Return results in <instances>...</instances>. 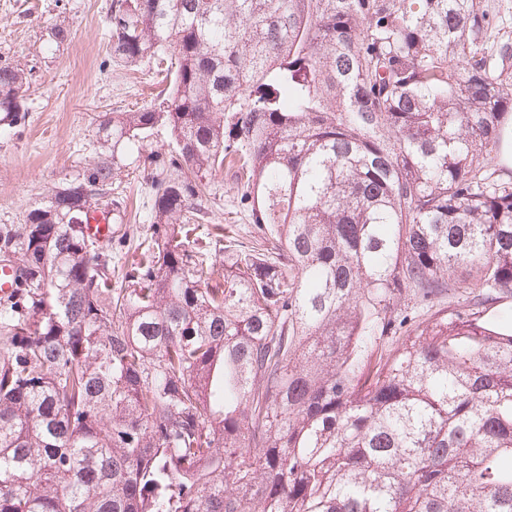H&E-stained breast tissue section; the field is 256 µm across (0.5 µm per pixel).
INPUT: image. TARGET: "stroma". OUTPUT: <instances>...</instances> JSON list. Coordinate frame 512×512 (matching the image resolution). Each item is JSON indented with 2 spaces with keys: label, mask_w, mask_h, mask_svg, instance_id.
<instances>
[{
  "label": "stroma",
  "mask_w": 512,
  "mask_h": 512,
  "mask_svg": "<svg viewBox=\"0 0 512 512\" xmlns=\"http://www.w3.org/2000/svg\"><path fill=\"white\" fill-rule=\"evenodd\" d=\"M110 3L0 0V64L22 55L38 73L25 123L0 135V224L22 223L51 188L92 158L98 115L139 108L157 92L140 68L109 65ZM59 17L69 23L71 40L55 56H44L43 25ZM120 179L129 207L124 223L112 227L119 263L132 256L133 233L147 222L142 179L126 171Z\"/></svg>",
  "instance_id": "obj_1"
}]
</instances>
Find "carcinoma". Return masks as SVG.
I'll list each match as a JSON object with an SVG mask.
<instances>
[{
    "label": "carcinoma",
    "instance_id": "cac0c4a2",
    "mask_svg": "<svg viewBox=\"0 0 512 512\" xmlns=\"http://www.w3.org/2000/svg\"><path fill=\"white\" fill-rule=\"evenodd\" d=\"M511 12L112 0V63L163 78L0 225V512H512ZM35 82L0 64L4 129ZM126 168L149 225L114 269L83 224L123 223ZM224 168L251 244L200 231Z\"/></svg>",
    "mask_w": 512,
    "mask_h": 512
}]
</instances>
